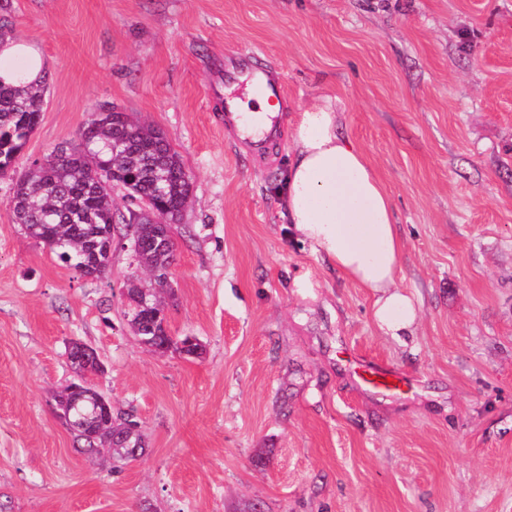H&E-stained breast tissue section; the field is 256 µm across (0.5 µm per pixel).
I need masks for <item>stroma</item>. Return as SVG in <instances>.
Wrapping results in <instances>:
<instances>
[{
	"label": "stroma",
	"mask_w": 512,
	"mask_h": 512,
	"mask_svg": "<svg viewBox=\"0 0 512 512\" xmlns=\"http://www.w3.org/2000/svg\"><path fill=\"white\" fill-rule=\"evenodd\" d=\"M0 17L50 78L15 170L103 106L179 154L168 330L205 348L141 346L129 245L106 278L77 275L16 224L0 177V512H512V0H8ZM244 48L285 80L265 154L224 119ZM326 97L393 200L413 335H382L374 294L282 216L294 114ZM73 339L140 421L146 451L120 472L56 416ZM369 360L401 392L363 385Z\"/></svg>",
	"instance_id": "1"
}]
</instances>
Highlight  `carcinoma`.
Listing matches in <instances>:
<instances>
[{
  "label": "carcinoma",
  "mask_w": 512,
  "mask_h": 512,
  "mask_svg": "<svg viewBox=\"0 0 512 512\" xmlns=\"http://www.w3.org/2000/svg\"><path fill=\"white\" fill-rule=\"evenodd\" d=\"M26 76L24 69L16 72L15 85L0 79V171L12 168L43 112L47 80L28 82ZM114 165L121 170L123 181H131L140 196L151 195L156 187L163 186L159 212L167 215L170 225L178 220L189 193L180 156L153 126L114 108L105 115L90 113L74 142L34 162L13 187L11 206L16 223L37 240L53 239L50 250L81 277H106L112 255L104 245L126 231L133 211L139 210L134 203L121 208L112 199L111 184L100 170ZM145 223L136 255L159 285L167 268L174 264L175 250L155 246L164 229L150 226L148 219ZM162 306L164 300L159 296L151 308L136 305L124 314H132L143 335L155 336L162 331L155 318ZM71 389L68 385L53 396L56 416L63 423L77 418L87 422L86 429L70 428L87 460L97 462L105 457L102 449L110 448L113 470L117 471L120 465L142 454L141 434L126 442L115 438L131 425L140 426L133 413L115 414L91 397L77 399Z\"/></svg>",
  "instance_id": "obj_1"
}]
</instances>
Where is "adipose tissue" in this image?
Here are the masks:
<instances>
[{
  "label": "adipose tissue",
  "mask_w": 512,
  "mask_h": 512,
  "mask_svg": "<svg viewBox=\"0 0 512 512\" xmlns=\"http://www.w3.org/2000/svg\"><path fill=\"white\" fill-rule=\"evenodd\" d=\"M339 127L331 99L297 112L283 217L332 268L375 293L374 320L384 335L404 336L417 309L396 284L403 243L392 198Z\"/></svg>",
  "instance_id": "1"
}]
</instances>
